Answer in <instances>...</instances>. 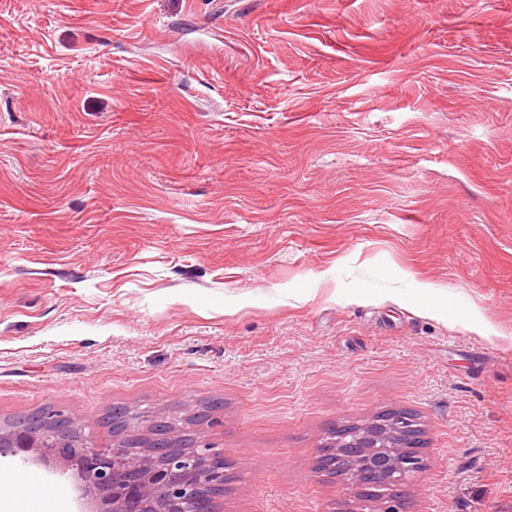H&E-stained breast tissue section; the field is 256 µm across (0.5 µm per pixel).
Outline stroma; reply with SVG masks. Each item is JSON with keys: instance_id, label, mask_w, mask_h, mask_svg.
Wrapping results in <instances>:
<instances>
[{"instance_id": "1", "label": "stroma", "mask_w": 512, "mask_h": 512, "mask_svg": "<svg viewBox=\"0 0 512 512\" xmlns=\"http://www.w3.org/2000/svg\"><path fill=\"white\" fill-rule=\"evenodd\" d=\"M117 405L221 512H377L315 464L393 411L405 512H512V0H0V422Z\"/></svg>"}]
</instances>
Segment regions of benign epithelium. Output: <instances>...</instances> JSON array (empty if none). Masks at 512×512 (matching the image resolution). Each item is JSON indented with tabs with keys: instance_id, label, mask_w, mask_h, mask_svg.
Listing matches in <instances>:
<instances>
[{
	"instance_id": "1",
	"label": "benign epithelium",
	"mask_w": 512,
	"mask_h": 512,
	"mask_svg": "<svg viewBox=\"0 0 512 512\" xmlns=\"http://www.w3.org/2000/svg\"><path fill=\"white\" fill-rule=\"evenodd\" d=\"M167 423L160 435L127 430L120 440L102 447L92 439L79 443L73 429L59 425L49 432L19 420L0 426V458L27 453L23 461L52 463L76 471L81 496L93 512H218L224 494V456L213 452L183 423ZM422 431L402 413L383 414L332 432L318 460L320 469L346 484L381 497L423 469Z\"/></svg>"
}]
</instances>
